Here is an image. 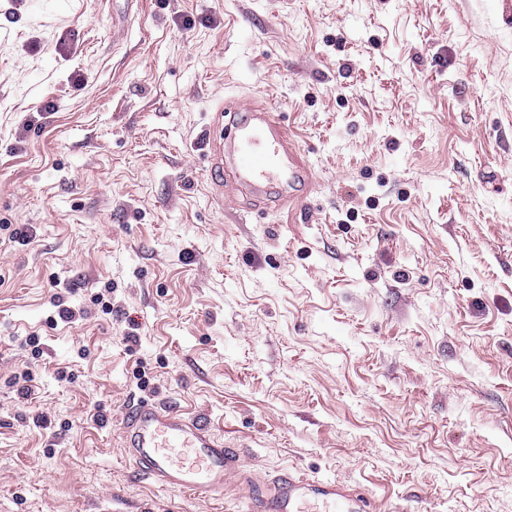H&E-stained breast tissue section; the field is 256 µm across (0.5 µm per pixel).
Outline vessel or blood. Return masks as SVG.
Listing matches in <instances>:
<instances>
[{
  "label": "vessel or blood",
  "mask_w": 512,
  "mask_h": 512,
  "mask_svg": "<svg viewBox=\"0 0 512 512\" xmlns=\"http://www.w3.org/2000/svg\"><path fill=\"white\" fill-rule=\"evenodd\" d=\"M227 132L212 141L211 183L221 199H276L303 208L312 187L306 153L292 139L280 112L254 101H229ZM126 457L160 488L199 499H223L236 486L245 512H370L361 492L292 470L271 478L245 473L239 449L225 447L200 417L172 405L140 402L121 423Z\"/></svg>",
  "instance_id": "vessel-or-blood-1"
}]
</instances>
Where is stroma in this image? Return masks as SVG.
Wrapping results in <instances>:
<instances>
[{"instance_id": "stroma-1", "label": "stroma", "mask_w": 512, "mask_h": 512, "mask_svg": "<svg viewBox=\"0 0 512 512\" xmlns=\"http://www.w3.org/2000/svg\"><path fill=\"white\" fill-rule=\"evenodd\" d=\"M240 97L305 210L220 204ZM138 401L375 512H512V0H0V512H242L133 473Z\"/></svg>"}]
</instances>
